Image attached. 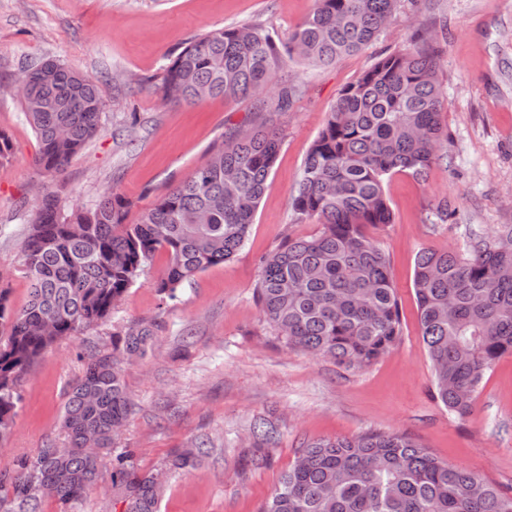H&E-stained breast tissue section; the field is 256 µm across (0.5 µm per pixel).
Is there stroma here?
<instances>
[{"label":"stroma","mask_w":512,"mask_h":512,"mask_svg":"<svg viewBox=\"0 0 512 512\" xmlns=\"http://www.w3.org/2000/svg\"><path fill=\"white\" fill-rule=\"evenodd\" d=\"M315 0H0V130L13 154L0 163V276L14 306L26 301L17 271L36 191L64 208L95 205L106 191L126 198L134 224L162 195L203 165L235 130L266 126L282 145L249 237L233 260L207 268L162 298L154 283L160 251L103 324L47 349L23 379L11 433L0 439V478L16 475L40 448L65 447L61 415L89 354L112 350V335L147 319L154 345L125 368L133 412L116 441L164 483L158 512H258L301 443L368 431L407 435L438 459L469 469L512 494V354L485 377L464 418L435 397L413 289L425 248L468 253L474 235L512 225V0H402L387 30L333 65L291 64L287 110L256 111L249 99L165 100L166 65L190 39L214 28L267 25L287 44ZM440 46L437 81L448 155L425 178L392 175L385 192L392 221L371 229L385 251L399 303L401 341L365 370L286 347L263 321L255 288L263 256L318 226L298 220L291 197L307 153L342 89L380 57L410 47L415 34ZM53 58L93 77L107 108L97 136L62 172L34 159L37 139L14 81ZM447 200L452 215L434 211ZM278 430L267 461L255 465L250 428ZM206 442L196 469L169 472L167 457ZM112 463L71 508L54 499L42 512H125L112 491Z\"/></svg>","instance_id":"35a3bbf8"}]
</instances>
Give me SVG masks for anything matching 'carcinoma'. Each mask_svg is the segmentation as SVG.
<instances>
[{"instance_id":"1","label":"carcinoma","mask_w":512,"mask_h":512,"mask_svg":"<svg viewBox=\"0 0 512 512\" xmlns=\"http://www.w3.org/2000/svg\"><path fill=\"white\" fill-rule=\"evenodd\" d=\"M312 14L288 45L269 27L244 24L195 37L174 57L164 97L195 103L209 97H251L256 108H288L294 88L277 72L291 62L327 66L358 53L390 25L400 0H315ZM436 47L414 45L380 58L349 83L328 112L292 195L298 219L320 230L265 256L255 289L269 328L286 346L367 368L402 336L389 260L366 225L389 224L385 183L398 172L425 175L443 158L448 134L440 123ZM21 97L35 130L38 168L59 173L98 133L106 110L96 81L47 59ZM281 147L277 132L252 128L229 134L209 161L160 197L136 224L125 223L129 201L108 193L90 208L66 213L51 192L39 195L21 245L27 281L24 305L0 288V438L13 426L19 384L50 346L104 323L144 267L168 253L154 284L173 298L205 269L231 261L243 248ZM414 291L421 338L433 369L436 398L468 415L486 373L512 354V225L478 240L462 256L424 250ZM159 325L135 322L117 333L112 356L93 354L64 406L70 451L40 449L31 463L0 479V512H40L48 495L70 506L97 484L112 457V490L126 512H158L157 474L139 468L115 436L132 412L123 363L152 347ZM272 444L276 429L252 427ZM100 449L90 457L83 449ZM197 452L172 455L171 471L195 467ZM51 490L39 489L42 479ZM259 512H512V496L479 475L433 456L416 440L376 431L355 438L304 443Z\"/></svg>"}]
</instances>
